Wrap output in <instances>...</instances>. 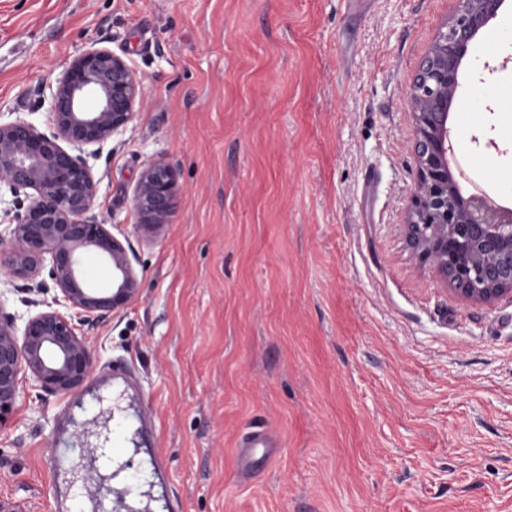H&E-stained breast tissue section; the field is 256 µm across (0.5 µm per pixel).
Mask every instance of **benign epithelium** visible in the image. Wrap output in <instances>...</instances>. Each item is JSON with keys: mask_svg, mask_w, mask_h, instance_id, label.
Here are the masks:
<instances>
[{"mask_svg": "<svg viewBox=\"0 0 512 512\" xmlns=\"http://www.w3.org/2000/svg\"><path fill=\"white\" fill-rule=\"evenodd\" d=\"M414 75L408 97L417 180L406 213V240L420 264L454 293L473 301L512 300V209L486 191L463 195L448 106L470 43L505 0H459ZM142 76L104 48L81 53L56 79L48 98L51 131L16 119L0 121V427L29 385L67 394L93 374L85 328L136 299L141 281L125 244L93 212L99 181L93 161L132 121ZM176 169L159 159L133 191L141 232L152 236L175 213ZM94 248L112 266L108 293L86 286L80 250ZM26 280L25 306L5 310L10 286ZM51 299H46L48 292Z\"/></svg>", "mask_w": 512, "mask_h": 512, "instance_id": "obj_1", "label": "benign epithelium"}]
</instances>
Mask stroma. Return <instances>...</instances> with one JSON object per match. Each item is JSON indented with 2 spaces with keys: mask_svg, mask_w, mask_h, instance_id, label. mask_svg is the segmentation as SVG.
Masks as SVG:
<instances>
[{
  "mask_svg": "<svg viewBox=\"0 0 512 512\" xmlns=\"http://www.w3.org/2000/svg\"><path fill=\"white\" fill-rule=\"evenodd\" d=\"M458 0H0V120L90 47L143 77L94 210L137 299L87 331L96 395L29 387L0 428V505L56 512L62 475L146 416L179 512H512V300L446 288L409 248L410 81ZM512 0L471 42L453 124L512 208ZM494 139L496 148L485 147ZM184 188L142 236L133 189ZM275 442L245 464L255 430ZM181 187L176 169L159 159L145 167L133 191V208L145 236L158 232L175 213Z\"/></svg>",
  "mask_w": 512,
  "mask_h": 512,
  "instance_id": "35a3bbf8",
  "label": "stroma"
}]
</instances>
